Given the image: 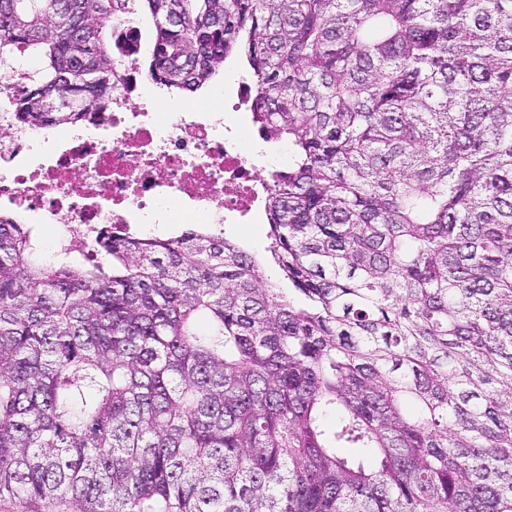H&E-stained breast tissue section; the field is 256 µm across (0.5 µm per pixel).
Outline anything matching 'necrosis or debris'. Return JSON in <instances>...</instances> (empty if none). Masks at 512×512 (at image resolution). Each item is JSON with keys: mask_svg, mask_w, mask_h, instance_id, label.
<instances>
[{"mask_svg": "<svg viewBox=\"0 0 512 512\" xmlns=\"http://www.w3.org/2000/svg\"><path fill=\"white\" fill-rule=\"evenodd\" d=\"M142 83L140 69L125 65L110 109L89 108L58 134L16 125L8 105L19 83L0 85V211L19 222L40 218L55 253L79 245L89 258L103 231L150 236L144 216L161 206L178 205L188 222L204 218L217 237L225 225L247 223L272 174L224 121L225 112L248 108L247 80L223 109L190 102L178 112L155 111Z\"/></svg>", "mask_w": 512, "mask_h": 512, "instance_id": "necrosis-or-debris-1", "label": "necrosis or debris"}]
</instances>
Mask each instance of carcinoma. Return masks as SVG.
Returning a JSON list of instances; mask_svg holds the SVG:
<instances>
[{"mask_svg": "<svg viewBox=\"0 0 512 512\" xmlns=\"http://www.w3.org/2000/svg\"><path fill=\"white\" fill-rule=\"evenodd\" d=\"M138 1L154 84L252 71L287 287L201 225L46 263L0 214V501L512 512V0H0L13 119L108 109Z\"/></svg>", "mask_w": 512, "mask_h": 512, "instance_id": "carcinoma-1", "label": "carcinoma"}]
</instances>
